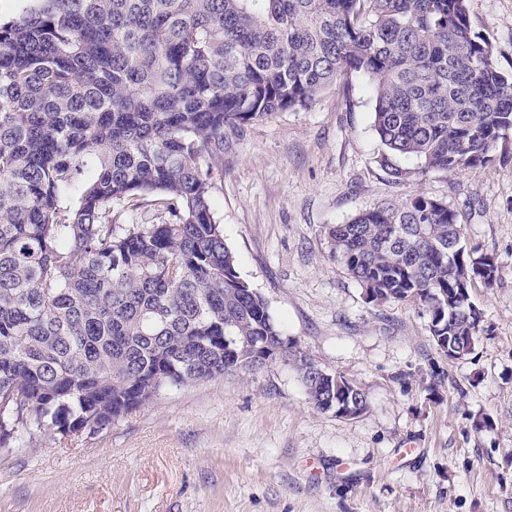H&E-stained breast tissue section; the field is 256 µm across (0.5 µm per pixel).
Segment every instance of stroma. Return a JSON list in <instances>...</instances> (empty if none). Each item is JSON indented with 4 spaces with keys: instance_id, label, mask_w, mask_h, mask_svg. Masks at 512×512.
I'll return each instance as SVG.
<instances>
[{
    "instance_id": "1",
    "label": "stroma",
    "mask_w": 512,
    "mask_h": 512,
    "mask_svg": "<svg viewBox=\"0 0 512 512\" xmlns=\"http://www.w3.org/2000/svg\"><path fill=\"white\" fill-rule=\"evenodd\" d=\"M472 23L512 72V0H472ZM369 82L229 135L215 220L237 271L284 334L361 388L343 419L313 408L296 371L169 388L100 433L47 431L0 450V512H512V133L486 166L393 181L380 163ZM422 193L497 260L470 293L472 354L449 359L412 302L376 303L327 235L359 212Z\"/></svg>"
}]
</instances>
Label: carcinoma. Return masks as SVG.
Returning a JSON list of instances; mask_svg holds the SVG:
<instances>
[{
    "label": "carcinoma",
    "mask_w": 512,
    "mask_h": 512,
    "mask_svg": "<svg viewBox=\"0 0 512 512\" xmlns=\"http://www.w3.org/2000/svg\"><path fill=\"white\" fill-rule=\"evenodd\" d=\"M0 19V447L109 428L165 387L264 368L298 344L239 275L214 218L224 138L367 79L391 157L421 174L493 161L512 75L471 0H23ZM150 207L157 224H121ZM336 261L382 303L413 300L459 359L482 330L470 288L495 258H450L456 212L425 194L329 229Z\"/></svg>",
    "instance_id": "carcinoma-1"
}]
</instances>
